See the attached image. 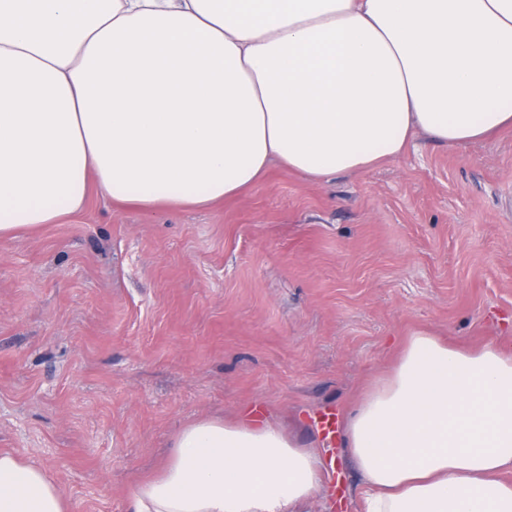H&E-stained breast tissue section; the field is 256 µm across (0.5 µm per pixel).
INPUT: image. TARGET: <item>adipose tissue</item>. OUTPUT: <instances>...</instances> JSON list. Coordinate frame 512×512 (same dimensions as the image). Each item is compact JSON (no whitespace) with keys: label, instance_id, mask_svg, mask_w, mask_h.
Returning <instances> with one entry per match:
<instances>
[{"label":"adipose tissue","instance_id":"adipose-tissue-1","mask_svg":"<svg viewBox=\"0 0 512 512\" xmlns=\"http://www.w3.org/2000/svg\"><path fill=\"white\" fill-rule=\"evenodd\" d=\"M512 128V0H0V236L91 189L208 207ZM366 512H512V357L419 331L346 418ZM323 462L267 422L200 419L128 512H305ZM0 452V512H70Z\"/></svg>","mask_w":512,"mask_h":512}]
</instances>
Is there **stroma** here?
<instances>
[{
	"label": "stroma",
	"mask_w": 512,
	"mask_h": 512,
	"mask_svg": "<svg viewBox=\"0 0 512 512\" xmlns=\"http://www.w3.org/2000/svg\"><path fill=\"white\" fill-rule=\"evenodd\" d=\"M427 330L512 355V129L311 180L273 165L204 209H83L0 238V451L32 457L72 512L130 488L206 416L259 412L303 447ZM343 492L307 512H363Z\"/></svg>",
	"instance_id": "obj_1"
}]
</instances>
